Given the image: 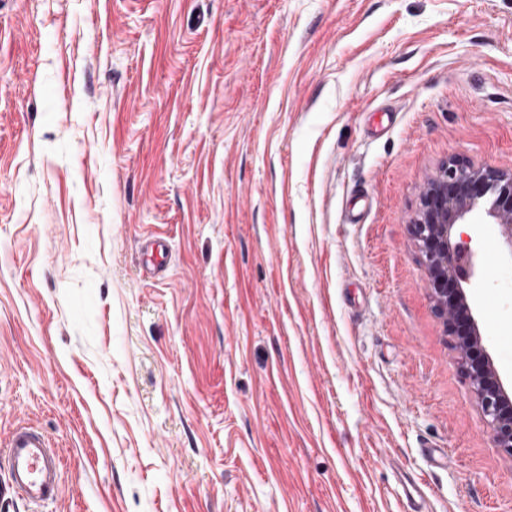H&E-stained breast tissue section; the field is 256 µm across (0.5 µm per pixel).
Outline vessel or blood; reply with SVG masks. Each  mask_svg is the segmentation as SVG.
Wrapping results in <instances>:
<instances>
[{"instance_id": "b4317fda", "label": "vessel or blood", "mask_w": 512, "mask_h": 512, "mask_svg": "<svg viewBox=\"0 0 512 512\" xmlns=\"http://www.w3.org/2000/svg\"><path fill=\"white\" fill-rule=\"evenodd\" d=\"M9 490L29 503L57 499L61 458L49 437L33 426L15 428L0 447Z\"/></svg>"}]
</instances>
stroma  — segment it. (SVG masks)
I'll return each instance as SVG.
<instances>
[{"instance_id": "35a3bbf8", "label": "stroma", "mask_w": 512, "mask_h": 512, "mask_svg": "<svg viewBox=\"0 0 512 512\" xmlns=\"http://www.w3.org/2000/svg\"><path fill=\"white\" fill-rule=\"evenodd\" d=\"M453 157L512 164V0H0V443L63 458L0 512H512L409 227ZM3 447L5 485L9 490L29 503L57 499L61 458L43 431L19 426Z\"/></svg>"}]
</instances>
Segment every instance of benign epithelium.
I'll use <instances>...</instances> for the list:
<instances>
[{
	"mask_svg": "<svg viewBox=\"0 0 512 512\" xmlns=\"http://www.w3.org/2000/svg\"><path fill=\"white\" fill-rule=\"evenodd\" d=\"M482 209L512 238V166L475 167L451 158L424 185L411 232L428 269L436 310L457 340L462 364L487 419L495 447L512 456V395L491 365L475 318L465 301L463 284L473 275L476 253L452 239L455 225Z\"/></svg>",
	"mask_w": 512,
	"mask_h": 512,
	"instance_id": "benign-epithelium-1",
	"label": "benign epithelium"
}]
</instances>
